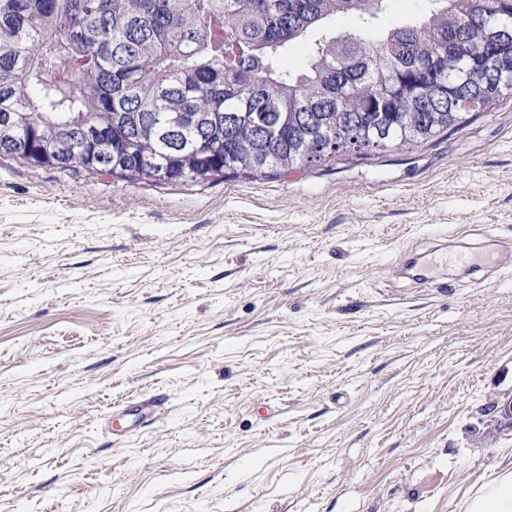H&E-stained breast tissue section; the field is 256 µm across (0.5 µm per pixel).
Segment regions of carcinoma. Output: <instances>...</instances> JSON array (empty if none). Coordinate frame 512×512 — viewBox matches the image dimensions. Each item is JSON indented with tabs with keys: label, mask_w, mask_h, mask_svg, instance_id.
<instances>
[{
	"label": "carcinoma",
	"mask_w": 512,
	"mask_h": 512,
	"mask_svg": "<svg viewBox=\"0 0 512 512\" xmlns=\"http://www.w3.org/2000/svg\"><path fill=\"white\" fill-rule=\"evenodd\" d=\"M108 2L0 0V154L133 182L265 176L428 141L512 95L499 0H429L381 34L386 0ZM336 14L360 27L328 31ZM92 127L112 138L83 140Z\"/></svg>",
	"instance_id": "1"
}]
</instances>
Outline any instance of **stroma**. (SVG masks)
I'll list each match as a JSON object with an SVG mask.
<instances>
[{
	"label": "stroma",
	"instance_id": "35a3bbf8",
	"mask_svg": "<svg viewBox=\"0 0 512 512\" xmlns=\"http://www.w3.org/2000/svg\"><path fill=\"white\" fill-rule=\"evenodd\" d=\"M439 230L500 268L399 277ZM144 396L161 418L113 436ZM509 401L510 96L269 177L0 155V512H463L512 464Z\"/></svg>",
	"mask_w": 512,
	"mask_h": 512
}]
</instances>
